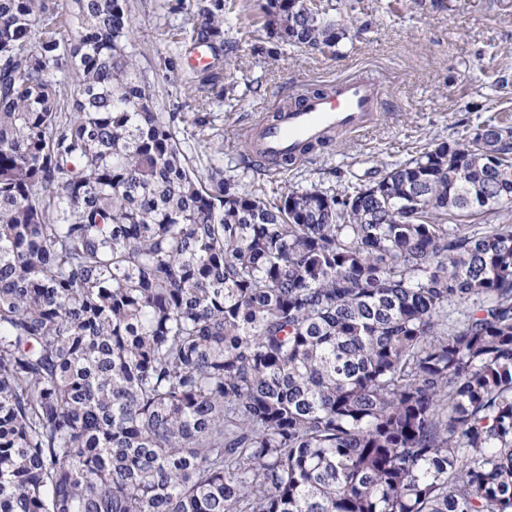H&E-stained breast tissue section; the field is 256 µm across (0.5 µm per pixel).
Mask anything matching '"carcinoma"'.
<instances>
[{"instance_id": "obj_1", "label": "carcinoma", "mask_w": 512, "mask_h": 512, "mask_svg": "<svg viewBox=\"0 0 512 512\" xmlns=\"http://www.w3.org/2000/svg\"><path fill=\"white\" fill-rule=\"evenodd\" d=\"M261 10L284 47L345 35ZM70 13L66 49L0 0V512H512V225L448 223L512 202V135L340 192L206 184L124 0ZM50 77L57 84L62 99L69 98L73 94L76 87V76L69 65L64 64L61 68H52Z\"/></svg>"}]
</instances>
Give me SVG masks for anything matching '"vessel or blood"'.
<instances>
[{"label":"vessel or blood","instance_id":"b4317fda","mask_svg":"<svg viewBox=\"0 0 512 512\" xmlns=\"http://www.w3.org/2000/svg\"><path fill=\"white\" fill-rule=\"evenodd\" d=\"M377 80L354 76L337 81L331 91H307L297 102L283 105L276 121H260L244 140L251 157L272 166L301 147L331 134H352L375 124L378 112Z\"/></svg>","mask_w":512,"mask_h":512}]
</instances>
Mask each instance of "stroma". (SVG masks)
I'll use <instances>...</instances> for the list:
<instances>
[{"label": "stroma", "instance_id": "stroma-1", "mask_svg": "<svg viewBox=\"0 0 512 512\" xmlns=\"http://www.w3.org/2000/svg\"><path fill=\"white\" fill-rule=\"evenodd\" d=\"M263 0H125L137 64L180 149L202 178L222 171L253 189L240 161L243 133L300 86L362 69L382 85L381 118L293 170L271 175L268 198L317 185L342 190L350 173L410 159L489 118L512 126V0H328L346 28L335 53L278 45L263 29ZM222 5L218 67L187 64L200 6ZM204 117V128L194 125Z\"/></svg>", "mask_w": 512, "mask_h": 512}]
</instances>
